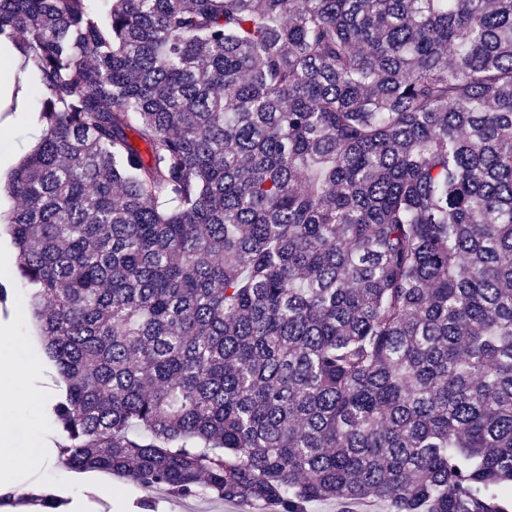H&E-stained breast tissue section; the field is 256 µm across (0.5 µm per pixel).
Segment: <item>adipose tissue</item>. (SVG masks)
Returning a JSON list of instances; mask_svg holds the SVG:
<instances>
[{"instance_id":"1","label":"adipose tissue","mask_w":512,"mask_h":512,"mask_svg":"<svg viewBox=\"0 0 512 512\" xmlns=\"http://www.w3.org/2000/svg\"><path fill=\"white\" fill-rule=\"evenodd\" d=\"M20 51L8 37L0 36V111L15 108L29 113L33 88L30 84H15L14 63ZM39 362L21 359L16 345L8 334L0 335V495L12 492L17 472L35 473L41 464L36 449L24 439V422L16 412L17 402L42 405L44 392L31 383L39 372Z\"/></svg>"}]
</instances>
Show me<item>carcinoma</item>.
Listing matches in <instances>:
<instances>
[{"mask_svg":"<svg viewBox=\"0 0 512 512\" xmlns=\"http://www.w3.org/2000/svg\"><path fill=\"white\" fill-rule=\"evenodd\" d=\"M0 35L65 466L512 512V0H0ZM19 55L15 43L7 36H0V112L11 104L16 113L32 112V86L27 82L18 87L13 79L14 63Z\"/></svg>","mask_w":512,"mask_h":512,"instance_id":"1","label":"carcinoma"}]
</instances>
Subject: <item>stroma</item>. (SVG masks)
Masks as SVG:
<instances>
[{"label": "stroma", "mask_w": 512, "mask_h": 512, "mask_svg": "<svg viewBox=\"0 0 512 512\" xmlns=\"http://www.w3.org/2000/svg\"><path fill=\"white\" fill-rule=\"evenodd\" d=\"M16 248L4 225L0 224V284L8 287L9 300L0 307V327L18 343L21 354L33 355L42 365L50 360L44 352L37 319L30 310H18V303L28 296L15 269ZM64 383L58 375H51L47 386V403L32 407L22 403L17 411L27 426L26 435L31 444L45 443V458L35 474H20L17 488L10 502L11 512H44L34 498L51 493L63 500L57 512H67L69 504H77L80 512H262L258 506H244L207 497H173L162 490H146L140 485L122 479H107L105 474L75 471L66 468L58 460L54 449L60 438V430L51 416L48 405L60 395ZM111 481L115 490L112 503L97 497L91 485L95 482Z\"/></svg>", "instance_id": "1"}]
</instances>
